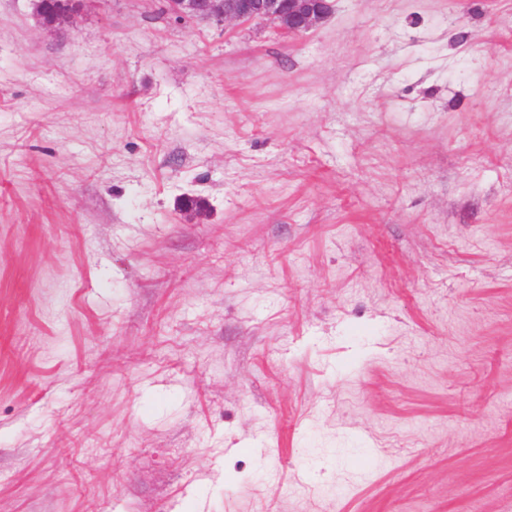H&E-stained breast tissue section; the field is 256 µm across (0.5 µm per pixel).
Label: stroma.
Listing matches in <instances>:
<instances>
[{
	"label": "stroma",
	"mask_w": 512,
	"mask_h": 512,
	"mask_svg": "<svg viewBox=\"0 0 512 512\" xmlns=\"http://www.w3.org/2000/svg\"><path fill=\"white\" fill-rule=\"evenodd\" d=\"M0 512H512V0H0ZM34 1L40 25L46 29H57L70 24L93 0H67L65 9L50 14L45 11L43 0ZM332 0H168L170 20L210 22H268L285 34L298 36L332 12Z\"/></svg>",
	"instance_id": "stroma-1"
}]
</instances>
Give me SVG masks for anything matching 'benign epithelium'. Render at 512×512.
<instances>
[{"label": "benign epithelium", "mask_w": 512, "mask_h": 512, "mask_svg": "<svg viewBox=\"0 0 512 512\" xmlns=\"http://www.w3.org/2000/svg\"><path fill=\"white\" fill-rule=\"evenodd\" d=\"M92 0H67L61 11L47 13L44 0H35L40 25L57 29L72 22ZM332 12V0H167L170 20L210 22H268L285 34L298 36L323 21Z\"/></svg>", "instance_id": "obj_1"}]
</instances>
